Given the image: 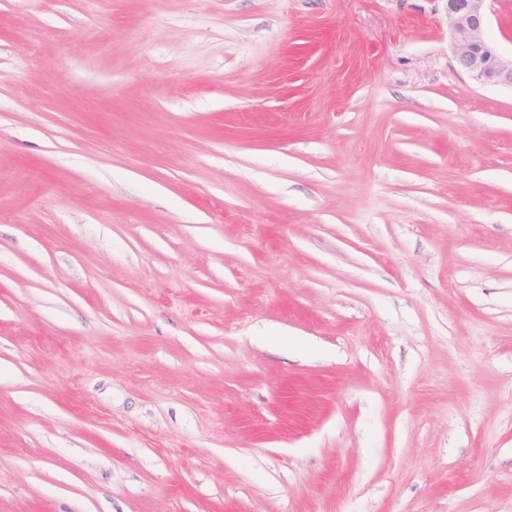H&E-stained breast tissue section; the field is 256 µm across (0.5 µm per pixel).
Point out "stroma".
<instances>
[{
  "label": "stroma",
  "mask_w": 512,
  "mask_h": 512,
  "mask_svg": "<svg viewBox=\"0 0 512 512\" xmlns=\"http://www.w3.org/2000/svg\"><path fill=\"white\" fill-rule=\"evenodd\" d=\"M0 512H512L445 0H0Z\"/></svg>",
  "instance_id": "obj_1"
}]
</instances>
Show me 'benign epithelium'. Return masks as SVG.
I'll return each instance as SVG.
<instances>
[{"mask_svg": "<svg viewBox=\"0 0 512 512\" xmlns=\"http://www.w3.org/2000/svg\"><path fill=\"white\" fill-rule=\"evenodd\" d=\"M448 29L458 68L485 85L512 88V56L486 38L491 0H446Z\"/></svg>", "mask_w": 512, "mask_h": 512, "instance_id": "benign-epithelium-1", "label": "benign epithelium"}]
</instances>
